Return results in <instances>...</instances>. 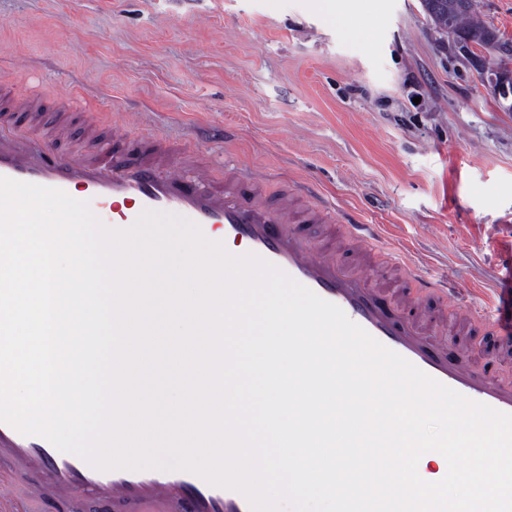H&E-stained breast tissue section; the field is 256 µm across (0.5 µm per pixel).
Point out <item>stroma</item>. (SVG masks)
I'll use <instances>...</instances> for the list:
<instances>
[{
  "mask_svg": "<svg viewBox=\"0 0 512 512\" xmlns=\"http://www.w3.org/2000/svg\"><path fill=\"white\" fill-rule=\"evenodd\" d=\"M475 5L499 35L486 55L422 0H368L369 35L312 0H0V83L72 103L62 153L109 112L185 147L192 175L234 165L275 201L308 183L419 274L489 291L512 283V111L483 68L512 67V0Z\"/></svg>",
  "mask_w": 512,
  "mask_h": 512,
  "instance_id": "stroma-1",
  "label": "stroma"
}]
</instances>
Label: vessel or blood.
<instances>
[{
    "instance_id": "1",
    "label": "vessel or blood",
    "mask_w": 512,
    "mask_h": 512,
    "mask_svg": "<svg viewBox=\"0 0 512 512\" xmlns=\"http://www.w3.org/2000/svg\"><path fill=\"white\" fill-rule=\"evenodd\" d=\"M108 143H89L77 157L38 147L43 136L0 125V177L81 191L86 200L109 210V228H130L147 210L177 213L202 235L221 243H241L256 255L339 306L353 322L416 367L466 397L512 413V381L501 378L497 363L512 358V319L502 309L487 314L470 296H450L439 281L412 276L410 289L375 279L369 264L346 269L336 261V237L344 235L359 251L385 250L378 225L342 224L325 204L307 202L301 190L277 204L268 203L260 180L232 169L208 184L190 178L175 163V147L154 135L135 141L127 125L113 122ZM323 225L311 239L306 225ZM454 298L456 320L494 330L491 355L464 348L442 333L448 319L430 308L434 298ZM0 512H64L65 500L38 503V483L61 488L89 486L106 501L130 505L134 512H252L238 490L209 483L191 471L171 474L156 469L101 470L76 455L60 453L40 436H25L0 423Z\"/></svg>"
}]
</instances>
